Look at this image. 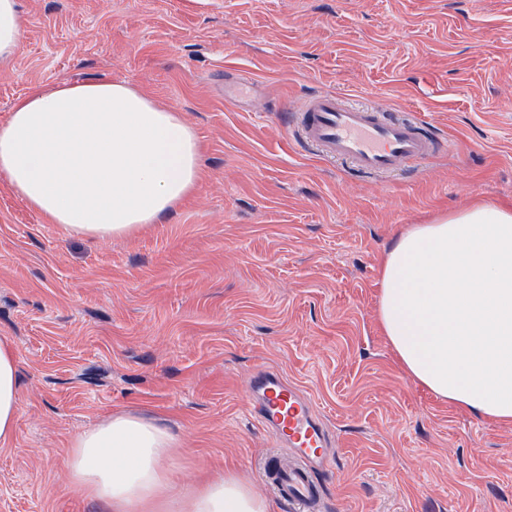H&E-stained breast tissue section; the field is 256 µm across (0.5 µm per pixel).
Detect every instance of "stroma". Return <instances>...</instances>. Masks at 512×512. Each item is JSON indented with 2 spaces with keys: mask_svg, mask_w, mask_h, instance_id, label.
<instances>
[{
  "mask_svg": "<svg viewBox=\"0 0 512 512\" xmlns=\"http://www.w3.org/2000/svg\"><path fill=\"white\" fill-rule=\"evenodd\" d=\"M0 124L37 88L106 79L180 112L195 194L128 237L74 238L0 177V340L19 372L0 512H109L64 459L115 414L175 435L191 486L253 485L276 442L257 366L310 396L335 443L320 512H512V424L436 398L376 320L378 263L409 224L512 206V0H19ZM324 91L414 115L446 150L367 176L292 141Z\"/></svg>",
  "mask_w": 512,
  "mask_h": 512,
  "instance_id": "35a3bbf8",
  "label": "stroma"
}]
</instances>
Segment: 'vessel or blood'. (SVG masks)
Listing matches in <instances>:
<instances>
[{"mask_svg": "<svg viewBox=\"0 0 512 512\" xmlns=\"http://www.w3.org/2000/svg\"><path fill=\"white\" fill-rule=\"evenodd\" d=\"M296 142L327 159L349 162L366 175L396 172L441 149L439 136L414 116L374 106L353 105L332 92L310 96L290 118ZM257 418L294 457L293 464L269 456L263 467L268 486L296 512H312L314 474L331 467V440L310 397L281 374L263 369L254 376Z\"/></svg>", "mask_w": 512, "mask_h": 512, "instance_id": "1", "label": "vessel or blood"}]
</instances>
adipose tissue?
I'll list each match as a JSON object with an SVG mask.
<instances>
[{
	"mask_svg": "<svg viewBox=\"0 0 512 512\" xmlns=\"http://www.w3.org/2000/svg\"><path fill=\"white\" fill-rule=\"evenodd\" d=\"M180 113L108 80L62 82L18 100L0 126V176L75 238L127 236L156 223L202 175ZM377 321L403 370L437 398L512 423V207L482 202L400 233L378 279ZM17 357L0 340V441L14 432ZM175 437L135 414L83 432L71 482L111 512H273L239 475L189 488L164 461Z\"/></svg>",
	"mask_w": 512,
	"mask_h": 512,
	"instance_id": "1",
	"label": "adipose tissue"
}]
</instances>
